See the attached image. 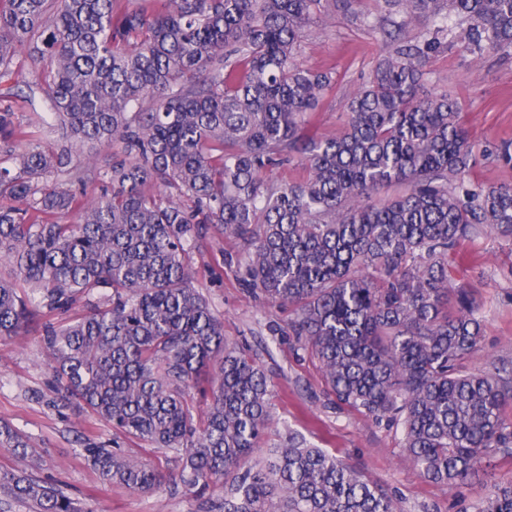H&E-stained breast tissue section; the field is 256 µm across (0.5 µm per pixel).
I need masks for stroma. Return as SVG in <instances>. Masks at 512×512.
I'll return each instance as SVG.
<instances>
[{
	"label": "stroma",
	"mask_w": 512,
	"mask_h": 512,
	"mask_svg": "<svg viewBox=\"0 0 512 512\" xmlns=\"http://www.w3.org/2000/svg\"><path fill=\"white\" fill-rule=\"evenodd\" d=\"M351 9L367 16V23L354 24L346 14L336 13L327 25L312 30L297 56L308 68L335 74L324 107L308 127L314 137L336 133L349 96L370 79L390 49L381 22L384 0H353ZM423 89L447 92L458 100L477 150L512 140V54L478 58L461 44L442 45L426 64ZM241 253L239 240L217 236L208 240L202 253L192 254L191 262L198 269L208 264L221 270L220 279L203 276L199 284L224 322L225 337L244 345L265 368L275 392L269 443L290 431L308 445L335 453L392 491L402 512H460L495 486L512 482V456H499L484 464L468 485L429 483L401 462L399 436L393 428L345 407H324L318 361L295 348L289 336L271 332L274 324L287 327L289 310L244 289L237 273ZM455 265L459 279L483 303V348L467 360V367H481L490 358L512 359V240L485 233L458 250ZM39 328L35 322L21 335L0 338V423L26 434L41 455L43 465L33 471V478L58 485L85 512H206L205 498L181 488L137 493L100 484L77 454L78 434L107 446L119 441L129 453L160 465L165 452L135 439L116 438L110 425L89 413L49 407L53 374Z\"/></svg>",
	"instance_id": "obj_1"
}]
</instances>
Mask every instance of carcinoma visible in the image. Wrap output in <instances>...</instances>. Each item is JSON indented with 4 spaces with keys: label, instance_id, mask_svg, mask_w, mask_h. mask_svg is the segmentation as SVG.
<instances>
[{
    "label": "carcinoma",
    "instance_id": "carcinoma-1",
    "mask_svg": "<svg viewBox=\"0 0 512 512\" xmlns=\"http://www.w3.org/2000/svg\"><path fill=\"white\" fill-rule=\"evenodd\" d=\"M406 30L348 98L343 130L308 123L333 87L295 58L309 28L351 0H0V337L39 315L55 386L116 433L172 455L176 471L87 439L99 481L152 493L177 479L222 512H398L393 493L288 435L262 448L274 390L256 357L224 337L189 253L240 239V280L288 306V335L327 393L400 431L406 462L466 485L512 454V368L463 369L479 350L481 303L454 277L457 247L512 237V185L464 177L477 154L452 97L419 94L442 42L512 53V0H385ZM29 49L41 112L11 90ZM27 112L24 121L16 113ZM112 150L99 167L90 153ZM298 159L288 182L268 170ZM77 214L70 223L66 217ZM457 310L448 314V294ZM210 390L196 412L192 392ZM0 504L81 512L30 440L0 424ZM461 512H512V482Z\"/></svg>",
    "mask_w": 512,
    "mask_h": 512
}]
</instances>
